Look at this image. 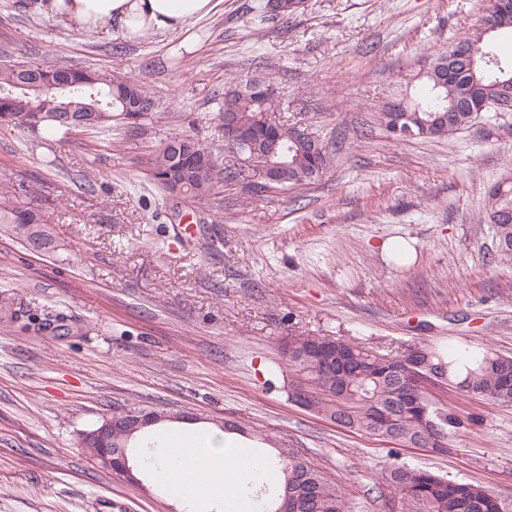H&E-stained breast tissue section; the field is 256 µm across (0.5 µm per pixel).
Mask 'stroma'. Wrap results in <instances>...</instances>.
Segmentation results:
<instances>
[{
	"instance_id": "stroma-1",
	"label": "stroma",
	"mask_w": 512,
	"mask_h": 512,
	"mask_svg": "<svg viewBox=\"0 0 512 512\" xmlns=\"http://www.w3.org/2000/svg\"><path fill=\"white\" fill-rule=\"evenodd\" d=\"M255 0H221L182 34L125 43L0 0V65L118 71L158 103L134 126L67 136L0 120V186L29 185L52 249L0 224V512H185L153 473L126 482L77 433L138 404L239 420L299 448L342 486L345 512H407L388 445L295 405L292 336L383 354L490 347L512 355V256L482 218L512 177V110L444 139L393 141L376 121L412 93L428 54L473 31L486 0H308L255 29ZM268 77L289 122L334 153L318 180L258 196L256 159L226 152L214 117L227 78ZM192 135L240 174L203 198L170 194L145 158ZM410 260L396 265L393 244ZM468 424L450 454L401 461L512 497V406L429 388Z\"/></svg>"
}]
</instances>
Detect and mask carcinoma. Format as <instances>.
<instances>
[{"label":"carcinoma","mask_w":512,"mask_h":512,"mask_svg":"<svg viewBox=\"0 0 512 512\" xmlns=\"http://www.w3.org/2000/svg\"><path fill=\"white\" fill-rule=\"evenodd\" d=\"M251 11L254 25L259 27L288 17L294 8L291 0H282V10L277 13L268 9L267 0H259ZM461 41L476 45V64L456 62L454 79L438 89L440 71L448 66L455 46L433 53L416 99L406 102L414 139L449 137L474 124L480 113L464 106L473 87L479 90L486 112H502L512 106V60H502L490 37H481L478 29ZM61 83L67 88L58 89ZM257 83L264 84L266 80L251 77L227 81L215 120H221L229 106L244 124L255 128V142L263 141L269 131L281 137L292 148L288 166L281 170V186L304 185L320 178L332 163L330 152L323 147L312 153L307 147L306 129L279 120L280 101L255 95L253 86ZM157 107L141 84L120 73L65 67H0V119L19 128L50 126L69 131L75 126L64 116L96 112L99 120L92 130L98 132L114 122L137 124ZM147 166L164 188L175 190V178L179 192L190 198L211 196L235 178L219 156L190 135L169 138L147 159ZM31 195L29 190L1 189L0 224L13 225L30 247L46 249L51 237L42 227L39 210L26 202ZM484 220L491 225L501 249L512 253V186L498 185L490 191ZM320 343L324 345L329 340L291 336L284 345L289 365L308 378L312 398L306 409L323 414L340 429L371 434L393 444L388 451L392 462L387 480L406 501L409 512H512L511 499L480 484L399 461L400 448L429 441L431 451L449 453L453 438L465 428V422L455 410L436 406L428 393H411L408 377L397 367V361L408 359L419 374L431 377L442 366L447 371L448 385L471 396L511 406L512 356L486 347L464 352L450 348L439 353L414 346L389 357L360 343L337 338L336 350L351 360L346 377L340 378L335 369H325L319 362L316 347ZM277 465L284 476L280 490L299 502V512H343L342 488L299 449L290 448L288 455H278ZM259 479L258 474L249 479L242 494L252 512H272L269 499L252 493Z\"/></svg>","instance_id":"1"}]
</instances>
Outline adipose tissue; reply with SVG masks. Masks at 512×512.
I'll return each mask as SVG.
<instances>
[{
  "label": "adipose tissue",
  "mask_w": 512,
  "mask_h": 512,
  "mask_svg": "<svg viewBox=\"0 0 512 512\" xmlns=\"http://www.w3.org/2000/svg\"><path fill=\"white\" fill-rule=\"evenodd\" d=\"M219 0H36L33 9L44 20L75 30L102 32L130 42L145 33L189 30L213 15ZM162 469L177 467L169 487L182 501L197 507L222 499L224 512H250L239 490L253 473L265 471V460L231 434L203 439L181 436L163 446Z\"/></svg>",
  "instance_id": "ef3b65f1"
}]
</instances>
